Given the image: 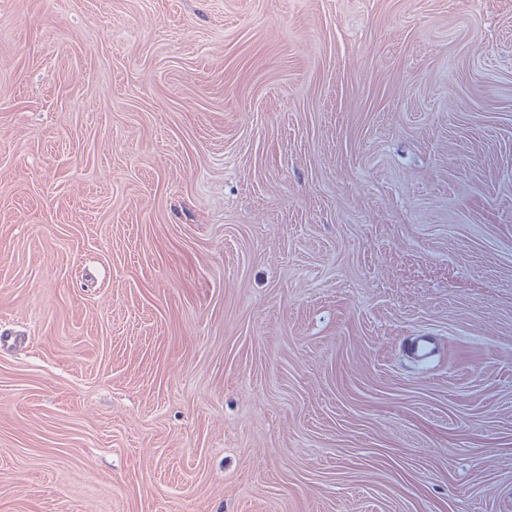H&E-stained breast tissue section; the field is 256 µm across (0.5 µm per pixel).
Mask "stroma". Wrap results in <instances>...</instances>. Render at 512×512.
Segmentation results:
<instances>
[{
  "label": "stroma",
  "mask_w": 512,
  "mask_h": 512,
  "mask_svg": "<svg viewBox=\"0 0 512 512\" xmlns=\"http://www.w3.org/2000/svg\"><path fill=\"white\" fill-rule=\"evenodd\" d=\"M1 330L0 512H512V0H0Z\"/></svg>",
  "instance_id": "35a3bbf8"
}]
</instances>
